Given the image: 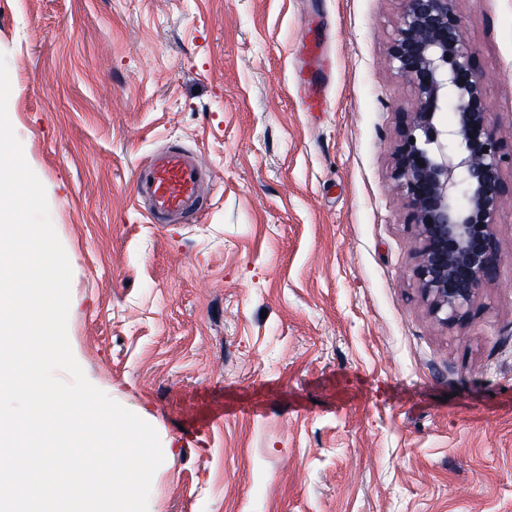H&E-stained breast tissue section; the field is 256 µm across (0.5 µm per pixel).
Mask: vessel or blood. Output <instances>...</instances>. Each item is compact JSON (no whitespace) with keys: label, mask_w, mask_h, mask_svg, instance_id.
I'll use <instances>...</instances> for the list:
<instances>
[{"label":"vessel or blood","mask_w":512,"mask_h":512,"mask_svg":"<svg viewBox=\"0 0 512 512\" xmlns=\"http://www.w3.org/2000/svg\"><path fill=\"white\" fill-rule=\"evenodd\" d=\"M209 175L198 152L164 148L149 155L139 170L137 204L154 224L198 222L204 209L201 188Z\"/></svg>","instance_id":"b4317fda"}]
</instances>
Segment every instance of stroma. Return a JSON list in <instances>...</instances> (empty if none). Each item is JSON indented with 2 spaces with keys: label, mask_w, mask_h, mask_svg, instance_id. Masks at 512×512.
I'll return each instance as SVG.
<instances>
[{
  "label": "stroma",
  "mask_w": 512,
  "mask_h": 512,
  "mask_svg": "<svg viewBox=\"0 0 512 512\" xmlns=\"http://www.w3.org/2000/svg\"><path fill=\"white\" fill-rule=\"evenodd\" d=\"M512 144V0H458ZM400 0H0L7 113L72 270L88 380L150 424L148 512H512V199L464 327L426 313L392 179ZM330 62L303 106L302 39ZM192 224L133 202L156 149ZM209 175L198 152L178 145L164 148L139 169L137 205L153 224L196 223L203 215L201 188Z\"/></svg>",
  "instance_id": "1"
}]
</instances>
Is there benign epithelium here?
<instances>
[{
    "mask_svg": "<svg viewBox=\"0 0 512 512\" xmlns=\"http://www.w3.org/2000/svg\"><path fill=\"white\" fill-rule=\"evenodd\" d=\"M458 0H402L388 47L415 104L395 151L393 179L414 227L415 276L436 322L461 325L501 261L497 217L512 198L506 155L487 104ZM453 108L455 121L442 114Z\"/></svg>",
    "mask_w": 512,
    "mask_h": 512,
    "instance_id": "benign-epithelium-1",
    "label": "benign epithelium"
}]
</instances>
